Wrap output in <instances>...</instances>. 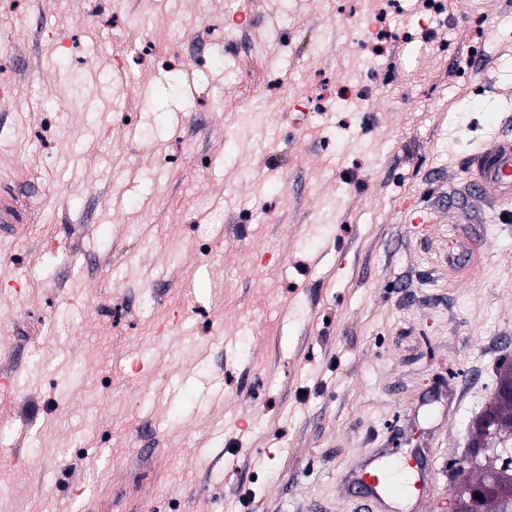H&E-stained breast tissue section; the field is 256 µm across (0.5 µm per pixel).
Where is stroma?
Returning a JSON list of instances; mask_svg holds the SVG:
<instances>
[{"mask_svg":"<svg viewBox=\"0 0 512 512\" xmlns=\"http://www.w3.org/2000/svg\"><path fill=\"white\" fill-rule=\"evenodd\" d=\"M380 2L0 0V512H372L382 451L448 512L512 361L465 165L512 140V0Z\"/></svg>","mask_w":512,"mask_h":512,"instance_id":"1","label":"stroma"}]
</instances>
